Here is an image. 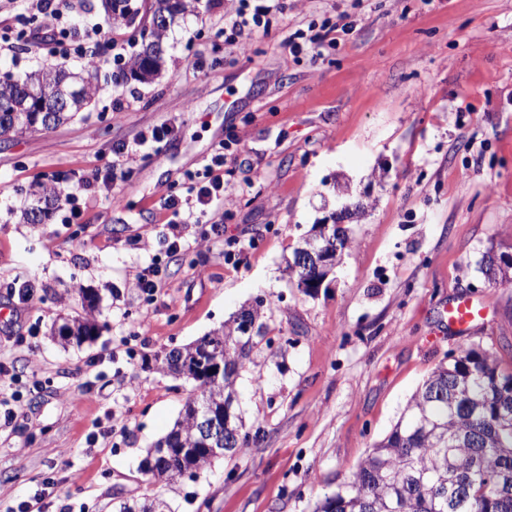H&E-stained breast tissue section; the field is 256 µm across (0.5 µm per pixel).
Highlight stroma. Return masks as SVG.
<instances>
[{"instance_id": "obj_1", "label": "stroma", "mask_w": 512, "mask_h": 512, "mask_svg": "<svg viewBox=\"0 0 512 512\" xmlns=\"http://www.w3.org/2000/svg\"><path fill=\"white\" fill-rule=\"evenodd\" d=\"M282 5L243 55L213 36L220 0H201L169 31L159 78L102 67L90 110L0 144V407L16 413L0 425V512L37 494L42 512H117L147 494L172 512H311L449 354L487 348L512 372V284L479 270L486 251L512 253V0ZM326 21L349 28L336 46L283 48ZM163 123L161 151L142 147L111 190L80 191L79 216L64 202L21 221L32 183L92 178ZM231 132L237 266L160 207ZM356 204L329 287L304 294L286 271L294 249ZM155 259L166 279L151 301L132 282ZM72 288L97 304V335L79 346L51 334L83 311ZM460 294L487 306L464 335L441 319ZM256 305L264 336L235 382L247 445L175 489L149 483L140 463L193 392L156 358Z\"/></svg>"}]
</instances>
